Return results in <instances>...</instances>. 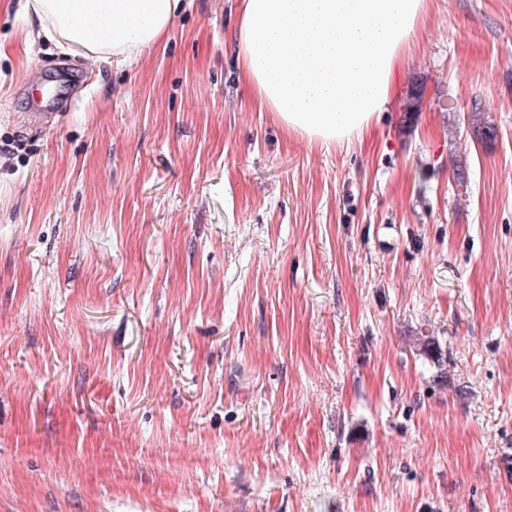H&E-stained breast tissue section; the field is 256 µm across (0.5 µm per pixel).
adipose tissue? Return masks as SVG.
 Instances as JSON below:
<instances>
[{
	"mask_svg": "<svg viewBox=\"0 0 512 512\" xmlns=\"http://www.w3.org/2000/svg\"><path fill=\"white\" fill-rule=\"evenodd\" d=\"M182 0H26L25 12L66 54L134 62ZM426 0H241L235 35L261 108L288 133L348 143L386 110L396 63L414 45Z\"/></svg>",
	"mask_w": 512,
	"mask_h": 512,
	"instance_id": "adipose-tissue-1",
	"label": "adipose tissue"
}]
</instances>
